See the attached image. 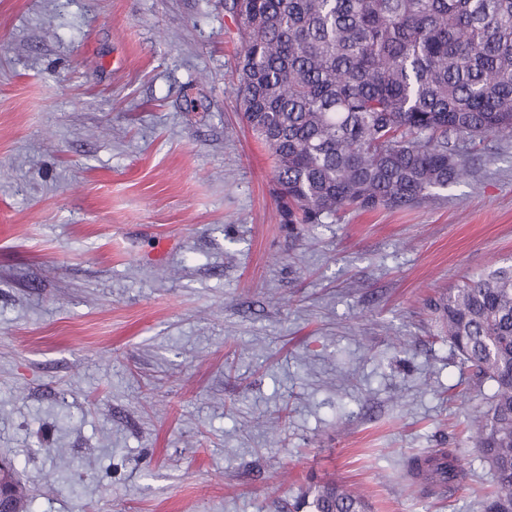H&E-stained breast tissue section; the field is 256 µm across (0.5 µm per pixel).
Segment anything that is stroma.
Returning <instances> with one entry per match:
<instances>
[{
  "label": "stroma",
  "mask_w": 512,
  "mask_h": 512,
  "mask_svg": "<svg viewBox=\"0 0 512 512\" xmlns=\"http://www.w3.org/2000/svg\"><path fill=\"white\" fill-rule=\"evenodd\" d=\"M224 0H0V461L25 512H483L430 302L512 266V138L406 209L289 229ZM405 346L394 349L393 337ZM462 472L435 492L417 456ZM296 509L312 508L309 512H368L369 506L360 491L337 482H329L318 489L310 502L307 494L301 495Z\"/></svg>",
  "instance_id": "35a3bbf8"
}]
</instances>
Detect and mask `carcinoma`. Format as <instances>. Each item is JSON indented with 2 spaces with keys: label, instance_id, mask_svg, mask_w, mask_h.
Returning a JSON list of instances; mask_svg holds the SVG:
<instances>
[{
  "label": "carcinoma",
  "instance_id": "cac0c4a2",
  "mask_svg": "<svg viewBox=\"0 0 512 512\" xmlns=\"http://www.w3.org/2000/svg\"><path fill=\"white\" fill-rule=\"evenodd\" d=\"M240 28V111L275 162L285 224L347 208L414 206L468 176L467 143L512 136V0H224ZM448 343L493 382L469 409L475 446L512 512V267L437 302ZM412 474L443 486V457ZM311 512H369L337 482L301 495Z\"/></svg>",
  "mask_w": 512,
  "mask_h": 512
}]
</instances>
